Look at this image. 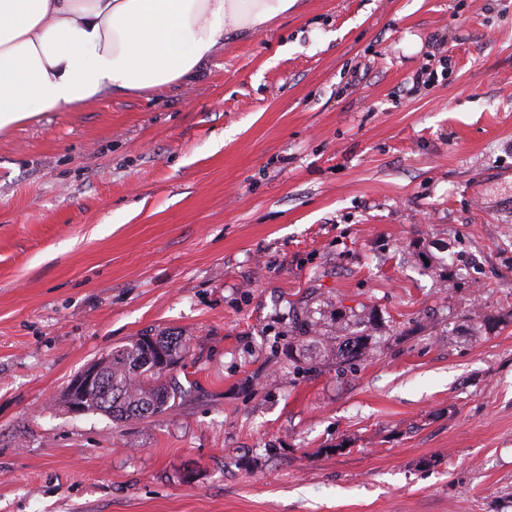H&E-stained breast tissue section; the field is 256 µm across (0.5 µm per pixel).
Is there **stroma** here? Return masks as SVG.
<instances>
[{"label":"stroma","mask_w":512,"mask_h":512,"mask_svg":"<svg viewBox=\"0 0 512 512\" xmlns=\"http://www.w3.org/2000/svg\"><path fill=\"white\" fill-rule=\"evenodd\" d=\"M302 312L367 353L295 373ZM146 332L174 407L70 414ZM0 512H512V0H297L1 133Z\"/></svg>","instance_id":"35a3bbf8"}]
</instances>
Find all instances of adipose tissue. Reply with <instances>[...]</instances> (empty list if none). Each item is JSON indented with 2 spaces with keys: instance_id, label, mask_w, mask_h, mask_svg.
Instances as JSON below:
<instances>
[{
  "instance_id": "ef3b65f1",
  "label": "adipose tissue",
  "mask_w": 512,
  "mask_h": 512,
  "mask_svg": "<svg viewBox=\"0 0 512 512\" xmlns=\"http://www.w3.org/2000/svg\"><path fill=\"white\" fill-rule=\"evenodd\" d=\"M296 0H0V132L108 92L159 91Z\"/></svg>"
}]
</instances>
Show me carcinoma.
<instances>
[{"instance_id":"carcinoma-1","label":"carcinoma","mask_w":512,"mask_h":512,"mask_svg":"<svg viewBox=\"0 0 512 512\" xmlns=\"http://www.w3.org/2000/svg\"><path fill=\"white\" fill-rule=\"evenodd\" d=\"M312 343H318L326 355L351 364L365 354L361 338L320 336L316 324L305 320L299 324V335L292 337L288 349L298 356ZM188 354L187 341L177 335L137 336L112 353V362L105 367V379L97 393L85 400L89 413H101L114 421L143 419L171 408L177 397L170 374L161 363L181 362Z\"/></svg>"}]
</instances>
